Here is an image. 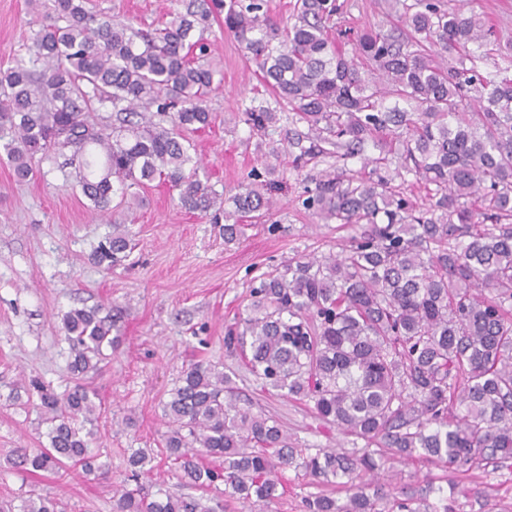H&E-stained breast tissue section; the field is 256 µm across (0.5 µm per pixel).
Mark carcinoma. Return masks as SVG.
Masks as SVG:
<instances>
[{
    "label": "carcinoma",
    "mask_w": 512,
    "mask_h": 512,
    "mask_svg": "<svg viewBox=\"0 0 512 512\" xmlns=\"http://www.w3.org/2000/svg\"><path fill=\"white\" fill-rule=\"evenodd\" d=\"M265 6L221 0L224 32L307 124V136L291 143L294 162L329 155L342 163L322 171L302 205L354 234L336 254L300 256L260 275L224 348L256 390L314 403L317 419L355 446L302 447L275 417L242 402L236 371L197 362L162 405L166 458L186 486L222 485L224 500L244 507L285 497L293 468L317 486L347 489L343 498L308 494L305 512H464L452 480L392 492L402 473L389 462L512 467V41L440 0H394L408 33L366 31L346 42L330 37L339 0H299L282 29ZM47 14L54 22L32 33L27 57L0 68V153L19 179L33 176L36 155L68 150L94 210H109L116 197L118 207L138 205L129 190L160 178L188 211L224 203L228 243L243 235L242 219L269 213L274 167L223 198L201 181L185 145L184 131L212 123L206 96L217 70L202 62L203 0H186L151 31L114 24L88 0H52ZM492 50L503 66L484 73L478 62ZM105 108L114 122L90 120ZM242 121L278 152V112L253 105ZM408 175L426 190L422 207L402 191ZM129 246L115 230L91 260L114 267ZM115 323L98 307L65 315L76 383L57 393L30 381L49 447L19 449L16 466L94 472L84 424L95 404L81 380L112 346ZM151 462L147 450H133L131 478L149 474ZM222 510L161 488H124L113 504V512ZM0 512L64 510L30 493L18 505L1 501Z\"/></svg>",
    "instance_id": "1"
}]
</instances>
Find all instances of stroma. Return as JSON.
Instances as JSON below:
<instances>
[{
    "instance_id": "35a3bbf8",
    "label": "stroma",
    "mask_w": 512,
    "mask_h": 512,
    "mask_svg": "<svg viewBox=\"0 0 512 512\" xmlns=\"http://www.w3.org/2000/svg\"><path fill=\"white\" fill-rule=\"evenodd\" d=\"M343 2V26L352 32L400 24L385 0ZM92 7L144 30L183 9L182 0H92ZM38 19L30 0H0V63L25 54ZM206 38L208 60L223 81L208 96L211 129L187 132L186 138L202 163L201 179L222 192L263 166L248 127L236 120L253 99L280 113L279 138L307 127L264 90L246 50L225 33L222 14H211ZM328 165L324 158L299 168L282 153L276 162L281 187L266 222L228 244L212 215L188 212L163 184L142 189V207L101 215L89 208L74 168L62 171L44 161L34 178L20 182L0 155V500L32 490L59 499L66 512H112L115 493L128 484L127 457L138 448L154 456L144 484L190 495L166 462L162 403L190 364L234 365L224 352V327L249 304L255 277L294 257L339 252L347 242L349 228L317 223L301 205L305 189ZM117 225L131 239L129 256L111 269L92 263L91 253ZM97 305L124 312L118 345L107 349L99 370L85 380L101 406L90 447L106 472L32 474L17 468L18 449L49 444L28 383L37 378L58 391L72 386L63 318ZM237 383L254 411L279 419L301 442L350 448L349 437L316 419L312 403L256 391L245 373ZM463 481L477 492L483 512H512V472L473 471Z\"/></svg>"
}]
</instances>
